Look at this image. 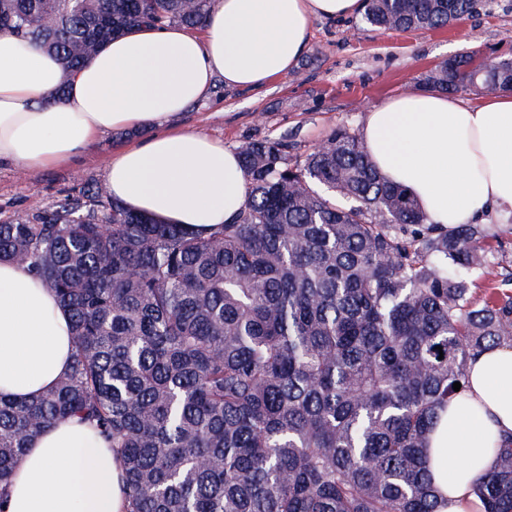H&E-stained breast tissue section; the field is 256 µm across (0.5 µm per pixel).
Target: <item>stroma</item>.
Returning <instances> with one entry per match:
<instances>
[{
    "label": "stroma",
    "mask_w": 512,
    "mask_h": 512,
    "mask_svg": "<svg viewBox=\"0 0 512 512\" xmlns=\"http://www.w3.org/2000/svg\"><path fill=\"white\" fill-rule=\"evenodd\" d=\"M311 38L296 67L253 91L231 90L215 77L208 98L189 106L176 126L203 133L234 150L250 139L282 140L306 155L330 134H360L367 110L391 97L425 91V77L443 60L465 52L512 56V0H480L447 27L376 30L361 15L314 17ZM126 133L102 135L81 159L22 171L0 164V220L51 205L77 180L105 182ZM481 226L493 272L512 271V215L492 209Z\"/></svg>",
    "instance_id": "35a3bbf8"
}]
</instances>
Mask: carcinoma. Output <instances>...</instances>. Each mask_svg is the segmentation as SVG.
Listing matches in <instances>:
<instances>
[{
  "label": "carcinoma",
  "instance_id": "obj_1",
  "mask_svg": "<svg viewBox=\"0 0 512 512\" xmlns=\"http://www.w3.org/2000/svg\"><path fill=\"white\" fill-rule=\"evenodd\" d=\"M214 0H0V31L69 76L135 27H204ZM478 0H363L376 29L444 27ZM425 85L512 89L465 52ZM244 208L197 232L129 210L101 183L0 221V260L72 317L71 370L25 402L0 396V506L32 438L76 418L112 448L122 512H441L426 468L439 411L482 351L512 345V293L478 224L426 223L357 136L291 158L242 143ZM479 477L512 512V435Z\"/></svg>",
  "mask_w": 512,
  "mask_h": 512
}]
</instances>
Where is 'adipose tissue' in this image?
I'll use <instances>...</instances> for the list:
<instances>
[{
    "mask_svg": "<svg viewBox=\"0 0 512 512\" xmlns=\"http://www.w3.org/2000/svg\"><path fill=\"white\" fill-rule=\"evenodd\" d=\"M360 0H216L204 33L170 26L115 38L67 80L36 45L0 32V162L68 163L104 133L135 136L112 159L114 198L168 224L208 229L234 218L247 196L235 152L170 125L207 97L215 76L257 90L288 73L307 48L314 16L353 15ZM362 141L381 174L419 202L428 223L452 228L512 209V91L475 105L436 91L396 96L365 115ZM69 314L55 295L0 261V394L18 401L53 387L71 366ZM466 390L430 433L428 472L444 512H484L477 479L512 433V347L485 350ZM118 463L84 424L67 420L33 439L5 512H120Z\"/></svg>",
    "mask_w": 512,
    "mask_h": 512,
    "instance_id": "1",
    "label": "adipose tissue"
}]
</instances>
